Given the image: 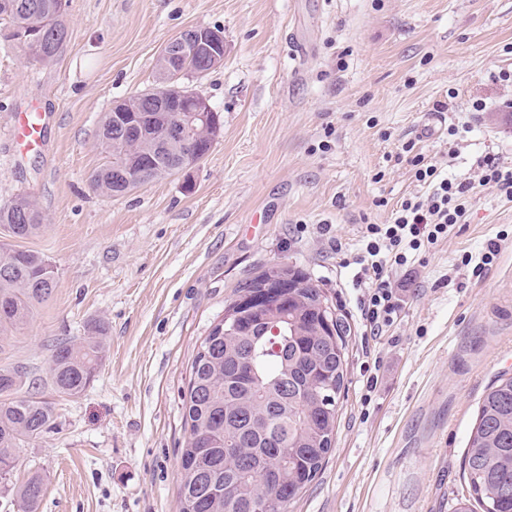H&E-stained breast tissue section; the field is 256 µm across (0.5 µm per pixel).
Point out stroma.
<instances>
[{
    "label": "stroma",
    "mask_w": 512,
    "mask_h": 512,
    "mask_svg": "<svg viewBox=\"0 0 512 512\" xmlns=\"http://www.w3.org/2000/svg\"><path fill=\"white\" fill-rule=\"evenodd\" d=\"M67 21L49 64L0 39V204L37 200L44 226L16 246L55 270L52 296L0 343V367L22 368L55 413L17 449L14 481L44 476L39 512H178L191 361L239 283L278 262L306 270L350 326L334 448L288 512H452L483 394L512 375V199L476 183L486 160L512 166V87L492 79L512 69V0H69ZM213 26L224 63L192 82L222 116L208 156L187 178L92 189L105 113L155 85L170 39ZM34 108L48 135L23 152L11 132ZM411 139L476 187L465 223L393 270L404 305L375 338L352 261L366 225L424 192L395 160ZM492 242L482 276L458 267ZM92 319L108 327L103 363L58 396L52 346Z\"/></svg>",
    "instance_id": "35a3bbf8"
}]
</instances>
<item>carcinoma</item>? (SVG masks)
<instances>
[{"label":"carcinoma","mask_w":512,"mask_h":512,"mask_svg":"<svg viewBox=\"0 0 512 512\" xmlns=\"http://www.w3.org/2000/svg\"><path fill=\"white\" fill-rule=\"evenodd\" d=\"M61 0H0V19L9 22L5 39L23 44L41 63L57 60L68 41ZM177 69H215L212 56L182 52ZM158 83L126 99L137 124H117L107 113L100 127L104 152L112 161L95 170L91 183L112 197L125 192L120 172L141 173L139 184L178 172L181 149L170 146L165 122L197 100L172 95ZM221 120L194 124L188 141L212 148ZM44 214L35 198L19 194L0 205V228L15 239L36 235ZM284 269L293 287L253 312L243 297L259 291ZM55 287V272L42 255L0 244V336L23 325ZM234 314L235 330L214 326L200 342L183 395L188 433L181 455L179 512H288V506L314 480L332 451L339 402L345 390L350 328L311 276L289 264L261 267L239 284L224 308ZM107 325L92 320L78 339H60L48 360L52 389L62 395L83 392L105 356ZM26 373L0 369V477L20 512H37L44 494L38 474L12 481L14 452L38 439L54 421L51 403L23 391ZM470 497L454 512H512V376H500L484 394L464 456Z\"/></svg>","instance_id":"1"}]
</instances>
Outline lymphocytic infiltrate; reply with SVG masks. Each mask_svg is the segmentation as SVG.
Listing matches in <instances>:
<instances>
[{
	"mask_svg": "<svg viewBox=\"0 0 512 512\" xmlns=\"http://www.w3.org/2000/svg\"><path fill=\"white\" fill-rule=\"evenodd\" d=\"M397 158L410 166L426 192L403 200L390 223L369 224L363 232L355 258L359 267L355 286L361 292V315L374 336L388 331L402 308L392 269L409 266L417 253L447 237L450 228L463 220L472 190L471 183L445 176L436 165L425 163L414 142H404Z\"/></svg>",
	"mask_w": 512,
	"mask_h": 512,
	"instance_id": "f902f5d3",
	"label": "lymphocytic infiltrate"
}]
</instances>
